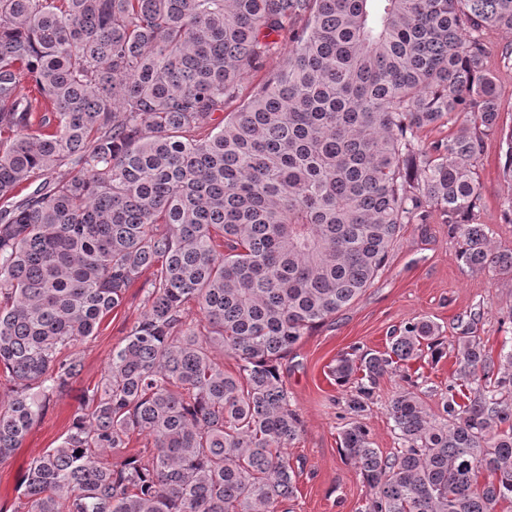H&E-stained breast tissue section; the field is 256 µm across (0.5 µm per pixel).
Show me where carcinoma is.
<instances>
[{
    "label": "carcinoma",
    "mask_w": 512,
    "mask_h": 512,
    "mask_svg": "<svg viewBox=\"0 0 512 512\" xmlns=\"http://www.w3.org/2000/svg\"><path fill=\"white\" fill-rule=\"evenodd\" d=\"M285 30L280 69L225 111ZM493 30L512 32V0H0V460L151 272L20 512H277L295 496L303 420L279 363L370 286L403 226L437 213L468 268L512 274L478 219L485 138L501 135L512 180ZM440 332L416 317L330 368L354 385L340 448L360 512L512 507V349L494 363L470 325L441 416L405 373L399 448L360 421L380 378L437 358ZM135 435L149 459H98Z\"/></svg>",
    "instance_id": "carcinoma-1"
}]
</instances>
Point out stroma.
<instances>
[{
	"label": "stroma",
	"mask_w": 512,
	"mask_h": 512,
	"mask_svg": "<svg viewBox=\"0 0 512 512\" xmlns=\"http://www.w3.org/2000/svg\"><path fill=\"white\" fill-rule=\"evenodd\" d=\"M502 166V142L499 136L488 137L478 163L483 183L479 220L487 224L499 249L511 251L512 224L502 223L501 212L503 202L512 197V181L504 178ZM460 246L439 217L405 225L388 266L371 286L335 318L303 336L282 360L280 373L304 421L303 432L288 449L298 488L288 504L290 512H359L365 499L362 480L340 449L339 434L347 423L342 408L346 390L328 376L339 353L356 346L385 350L394 330L413 318L430 317L442 327L443 354L435 361L427 357L410 362L407 373L426 391L435 413L457 368L452 341L459 318L474 317L475 334L491 357L512 341V277L466 267L457 258ZM143 297L141 286L133 285L98 335L77 344L84 363L81 376L68 391L51 398L21 448L0 462V512H18L29 464L65 432L82 389L100 378L113 348L142 313ZM402 376L388 374L380 380L362 418L374 447L386 455L398 446L387 406L403 388Z\"/></svg>",
	"instance_id": "35a3bbf8"
}]
</instances>
